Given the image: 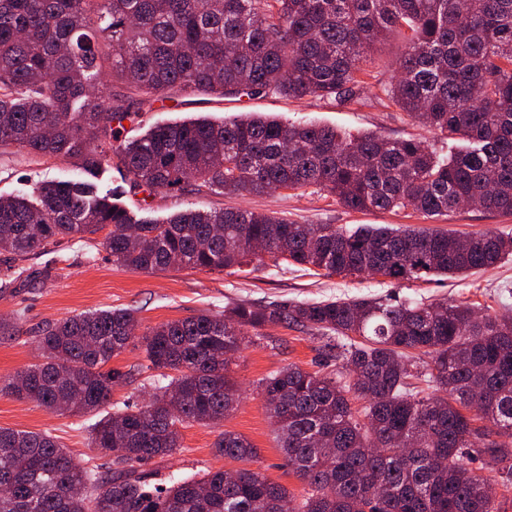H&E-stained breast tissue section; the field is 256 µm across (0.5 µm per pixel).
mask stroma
I'll return each mask as SVG.
<instances>
[{"label": "stroma", "instance_id": "obj_1", "mask_svg": "<svg viewBox=\"0 0 512 512\" xmlns=\"http://www.w3.org/2000/svg\"><path fill=\"white\" fill-rule=\"evenodd\" d=\"M405 31L390 35L376 55L359 99L339 104L333 100L288 99L277 94L242 101L218 99L199 93H179L175 98L144 106L131 136L144 134L151 126L175 121L207 118L214 122L257 112L304 123L313 121L346 132L377 131L392 138L432 139L428 128L411 123L388 98L386 88L394 74V63L404 51ZM44 180L85 181L98 194L120 193L135 219L165 222L171 215L192 208L214 211L245 208L281 216L300 224H336L351 228L360 224H391L397 227L439 228L476 233L493 231L512 234V216L504 217L481 209H458L437 219H425L409 210L350 211L335 197L321 192L292 190L262 195H218L186 191H160L152 198L133 190L125 172L103 166L86 173L75 159L58 156L45 159L15 149L0 148V198L32 192ZM103 234L62 239L47 250L25 257L0 252V276L15 274L0 290V320L13 325L12 336L0 337V381L10 379L38 362L35 337L45 324L64 320L93 309L131 308L139 330L192 317L220 313L236 302L257 305L336 297H387L394 300H454L470 304L482 313H512V258L486 270L458 277L433 276L426 280L396 283L381 276L347 277L317 275L287 264L266 263L256 270L226 274L205 270H171L143 273L112 262L103 246ZM323 341L306 330L281 325L266 327L261 340L247 344L230 363V375L240 385L241 400L235 412L219 427L190 425L182 430V446L176 453L155 458L146 468L163 474L191 475L207 469H231L234 461L216 456L214 443L221 430L244 436L257 450L256 468L272 482L293 495H301L303 482L294 474L278 447L273 421L257 390L269 373L293 365L310 372H336L327 360ZM143 353L131 345L111 361L112 367L131 373L127 384L117 387L112 400L117 404H142L148 390L142 382ZM96 415L52 413L30 401L0 393V427L47 431L68 448L74 461L113 466L112 452L91 447L89 432Z\"/></svg>", "mask_w": 512, "mask_h": 512}]
</instances>
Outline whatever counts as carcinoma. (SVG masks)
<instances>
[{
  "label": "carcinoma",
  "mask_w": 512,
  "mask_h": 512,
  "mask_svg": "<svg viewBox=\"0 0 512 512\" xmlns=\"http://www.w3.org/2000/svg\"><path fill=\"white\" fill-rule=\"evenodd\" d=\"M398 29L409 32L387 90L439 140L342 133L254 113L214 123L156 126L128 140L139 111L96 93L112 79L147 100L170 91L254 99L270 93L343 104L360 73ZM0 146L112 163L151 196L326 192L351 211L412 209L446 216L466 200L512 214V0H0ZM136 225L140 244L128 243ZM112 227V262L153 273L234 274L265 258L342 277L371 270L392 281L453 276L512 256V238L461 237L426 228L295 224L249 210H184L135 224L123 207L81 182L42 181L0 200V251L25 256ZM267 241L271 251L253 250ZM267 325L325 338L349 372L341 381L288 366L258 383L278 447L307 485L301 498L247 466L255 448L222 431L224 470L151 478L139 469L181 448V428L217 425L236 409L230 358ZM129 309H96L48 324L42 363L0 392L52 412L98 413L129 381L108 367L136 339ZM151 397L115 406L92 427L93 447L123 449L120 469L78 465L48 432L0 427V512H499L490 482L467 468L481 457L512 483V317L463 302L328 299L237 303L147 329L141 337ZM433 392H425V388ZM363 401L359 409L353 400ZM85 485L74 495L71 487Z\"/></svg>",
  "instance_id": "carcinoma-1"
}]
</instances>
